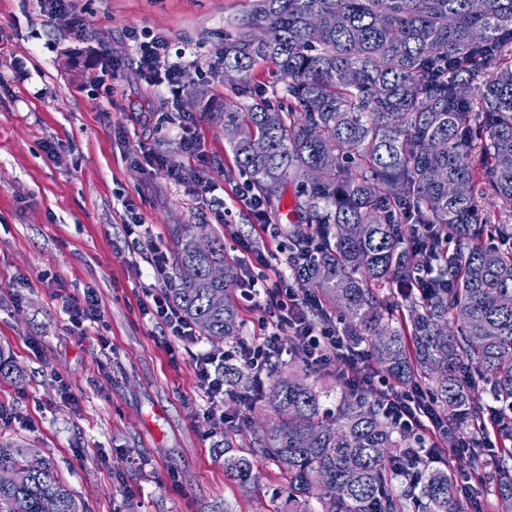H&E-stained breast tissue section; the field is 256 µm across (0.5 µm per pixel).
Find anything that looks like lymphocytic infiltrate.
<instances>
[{"label": "lymphocytic infiltrate", "instance_id": "lymphocytic-infiltrate-1", "mask_svg": "<svg viewBox=\"0 0 512 512\" xmlns=\"http://www.w3.org/2000/svg\"><path fill=\"white\" fill-rule=\"evenodd\" d=\"M129 39L141 75L154 85L167 86L172 100H179L183 92L180 77L186 65L184 54L173 53L168 38L148 29L130 31ZM178 141L193 164L185 169L166 170L169 180L189 187L197 196H207L213 187L212 179L190 113H183L179 120ZM235 199L250 211L260 232L259 237L235 241L240 269L238 289L257 312L260 333L217 354H194L191 360L197 388L210 402L208 416L215 433H223L225 426L238 425L245 408L244 402L225 401V367H236L252 376L256 385H264L270 368L286 352L285 339L294 338L301 344L300 355L309 368L318 372L336 369L345 382L364 385L382 402L386 417L414 439L413 452L418 458L445 459L447 420L417 387L380 377L365 354L351 352L335 325L320 319L315 300L294 278V255L282 256L271 249L268 240L278 237L281 228L267 212L261 197L245 183ZM125 234L134 253L145 256L150 267L151 281L144 288L146 299L140 304L142 314L155 320L178 341L198 343L194 324L168 297L170 260L156 246L151 225L141 216H132L125 224Z\"/></svg>", "mask_w": 512, "mask_h": 512}]
</instances>
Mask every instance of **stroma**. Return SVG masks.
<instances>
[{
    "mask_svg": "<svg viewBox=\"0 0 512 512\" xmlns=\"http://www.w3.org/2000/svg\"><path fill=\"white\" fill-rule=\"evenodd\" d=\"M248 0H74L123 68L104 84L67 19L47 21L34 0H0V351L23 372L0 378V436L40 451L85 512H281V478L270 460L254 467L260 486L245 494L224 482V459L197 389L192 353L221 352L200 339L186 347L142 315L149 266L128 253L123 201L152 224L156 244L177 237L254 236L236 207L225 235L206 202L171 182L189 165L176 131L194 113L214 171V195L232 199L243 177L212 107L233 83L211 72L228 19ZM150 28L185 52L184 94L140 78L126 34ZM163 154L165 170L135 164L141 150ZM96 290L103 317L94 331L73 326L67 303ZM111 354H103L101 340ZM72 398H60L62 386Z\"/></svg>",
    "mask_w": 512,
    "mask_h": 512,
    "instance_id": "35a3bbf8",
    "label": "stroma"
}]
</instances>
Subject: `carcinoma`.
I'll return each mask as SVG.
<instances>
[{
	"mask_svg": "<svg viewBox=\"0 0 512 512\" xmlns=\"http://www.w3.org/2000/svg\"><path fill=\"white\" fill-rule=\"evenodd\" d=\"M250 0L224 37L220 68L235 96L212 121L238 170L269 208L295 187L291 249L301 287L339 312L350 346L387 375L431 395L471 444L469 469L497 512H512V226L478 208L487 186L512 217V0ZM260 61L270 88L252 84ZM433 267L420 283L415 267ZM224 269V279L211 278ZM171 300L219 343L239 335V267L218 240H177ZM224 294V304L211 296ZM273 370L259 396L249 376L226 379L255 422V448L224 434V478L248 491L253 459L278 467L288 512H465L468 475L422 465L409 484L394 469L413 439L352 391L329 412L317 383ZM494 427L498 459H485ZM0 512H84L34 448L0 442Z\"/></svg>",
	"mask_w": 512,
	"mask_h": 512,
	"instance_id": "1",
	"label": "carcinoma"
}]
</instances>
